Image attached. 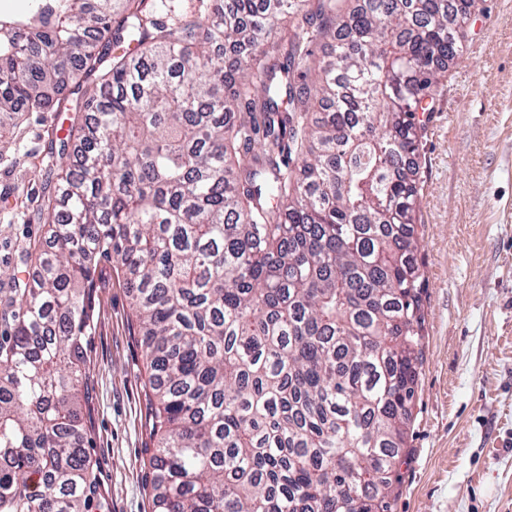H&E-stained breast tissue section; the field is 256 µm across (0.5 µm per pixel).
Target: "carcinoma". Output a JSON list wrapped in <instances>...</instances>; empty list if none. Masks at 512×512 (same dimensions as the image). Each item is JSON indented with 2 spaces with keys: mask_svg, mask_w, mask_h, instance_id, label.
I'll return each instance as SVG.
<instances>
[{
  "mask_svg": "<svg viewBox=\"0 0 512 512\" xmlns=\"http://www.w3.org/2000/svg\"><path fill=\"white\" fill-rule=\"evenodd\" d=\"M343 2L0 17V115L72 113L35 276L0 269V512H112L84 446L102 260L145 348L155 512H391L422 363L416 113L475 0Z\"/></svg>",
  "mask_w": 512,
  "mask_h": 512,
  "instance_id": "obj_1",
  "label": "carcinoma"
}]
</instances>
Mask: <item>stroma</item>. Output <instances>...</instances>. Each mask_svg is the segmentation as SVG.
Listing matches in <instances>:
<instances>
[{
  "instance_id": "stroma-1",
  "label": "stroma",
  "mask_w": 512,
  "mask_h": 512,
  "mask_svg": "<svg viewBox=\"0 0 512 512\" xmlns=\"http://www.w3.org/2000/svg\"><path fill=\"white\" fill-rule=\"evenodd\" d=\"M423 364L391 512H512V0H479L461 55L418 113ZM51 112L0 141V267L44 233ZM88 353L90 448L112 512H153L141 338L100 262Z\"/></svg>"
}]
</instances>
